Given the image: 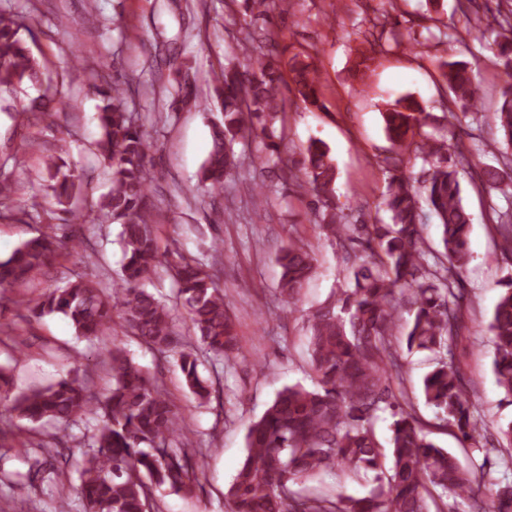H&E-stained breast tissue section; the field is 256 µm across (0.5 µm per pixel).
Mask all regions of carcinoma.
<instances>
[{
	"mask_svg": "<svg viewBox=\"0 0 512 512\" xmlns=\"http://www.w3.org/2000/svg\"><path fill=\"white\" fill-rule=\"evenodd\" d=\"M458 0L470 33L486 41L503 61L507 77L495 112L479 110L476 64L436 59L443 83L454 102L476 120L488 118L497 126L505 146L512 150V0L491 14L493 21L471 16L468 4ZM276 0H244L251 20L265 19ZM33 34L32 25L0 16V95L14 96L47 82L43 63L34 55L21 31ZM372 46L399 44L389 27L386 11L377 12L358 29ZM295 91L307 106L321 108L319 69L305 51L288 58ZM280 56L267 54L257 68L228 63L216 76L215 92L223 121L213 125L212 148L201 165L199 181L209 194L224 190V181L244 161L233 145L240 138L261 137L266 150L255 176L254 212L264 210L269 164L282 161L276 124L282 120L279 85L283 81ZM43 94L27 109V121L39 123L51 116ZM425 109L416 101L396 104L382 113L385 134L401 148L415 147L429 168L415 189L410 178L391 175L382 204L391 214L389 224L352 223L336 201L337 170L326 144L312 139L302 159L282 175L288 190L313 198L317 224L333 241L359 247L353 253V287L315 309L308 317L310 370L316 388L286 386L277 392L262 416L246 434L247 455L227 496L232 512H430L429 503L451 495L454 512L472 502V512H512V481L476 486L475 475L456 458L428 439L403 387L402 356L393 344L397 305L405 300L413 310L407 332L408 350L439 352L461 337L465 327L462 275L469 260L471 216L462 202L460 167L478 169L490 190L512 188V160L503 167L480 162L452 143L451 128L459 116L448 111V131L434 137L423 131ZM102 138L96 148L107 163L112 189L100 211L122 227L123 264L119 282L104 286L80 273L66 285L26 301L34 314L59 313L70 320L76 335L93 341L112 334L115 319L124 331L148 348L177 356L190 390L204 400L210 385L199 374L208 360L242 358L232 305L219 283L216 256L199 258L174 248L161 253L153 220L151 195L152 144L145 137L138 113L129 108L125 89L112 84L109 103L98 112ZM55 180L56 203L79 224L85 216L68 208L78 176L61 171L54 158L46 161ZM438 219L442 250L434 253L424 238L423 207ZM503 251L512 253V209L493 210ZM28 238L0 261V288H32L59 251L79 254L78 247L56 233L58 225ZM167 262L177 296L186 308L196 343L180 345L170 310L160 298L142 288L155 269ZM281 267L278 290L296 299L315 271V257L303 239L295 237L277 255ZM494 348L493 370L504 400L512 405V279L502 284L489 323ZM112 358V388L101 397L77 379H62L29 393L14 395L3 384L0 368V409L10 413L19 431H34L30 424L53 422L68 426L90 411L100 414L101 425L77 463L80 512H147L152 493L167 487L191 492L199 485V467L188 449L195 443L175 405L158 380L142 373L118 348ZM469 382L456 361H440L422 381L425 403L437 409L438 419L457 430L461 442H472L482 417L468 397ZM390 410L389 447L381 446L374 427L375 414ZM55 435L42 433L27 449L29 480L42 474L41 457L58 449ZM498 446L484 449L483 464L494 452L512 463V420L500 428ZM362 469L376 473V486L363 497H329L310 490L296 492L291 485L319 471Z\"/></svg>",
	"mask_w": 512,
	"mask_h": 512,
	"instance_id": "cac0c4a2",
	"label": "carcinoma"
}]
</instances>
